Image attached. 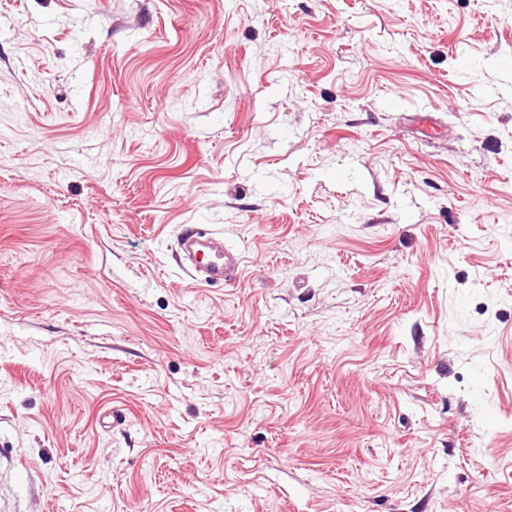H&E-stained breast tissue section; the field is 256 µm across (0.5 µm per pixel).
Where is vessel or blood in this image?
<instances>
[{"label": "vessel or blood", "mask_w": 512, "mask_h": 512, "mask_svg": "<svg viewBox=\"0 0 512 512\" xmlns=\"http://www.w3.org/2000/svg\"><path fill=\"white\" fill-rule=\"evenodd\" d=\"M180 247L191 263L197 280L204 283L221 282L227 285L239 279L241 256L229 249L222 236L187 227L180 236Z\"/></svg>", "instance_id": "b4317fda"}]
</instances>
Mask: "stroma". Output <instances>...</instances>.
<instances>
[{
    "label": "stroma",
    "mask_w": 512,
    "mask_h": 512,
    "mask_svg": "<svg viewBox=\"0 0 512 512\" xmlns=\"http://www.w3.org/2000/svg\"><path fill=\"white\" fill-rule=\"evenodd\" d=\"M0 512H512V0H0ZM179 243L197 280L204 283L223 282L226 285L237 283L241 256L237 250L224 245L222 236L190 226L181 233Z\"/></svg>",
    "instance_id": "obj_1"
}]
</instances>
